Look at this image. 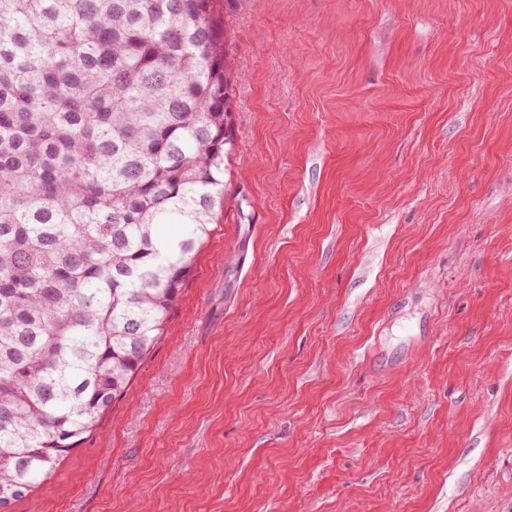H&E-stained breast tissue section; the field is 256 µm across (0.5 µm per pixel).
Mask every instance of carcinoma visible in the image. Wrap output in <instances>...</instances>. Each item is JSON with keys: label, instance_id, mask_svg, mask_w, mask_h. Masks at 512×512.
Returning a JSON list of instances; mask_svg holds the SVG:
<instances>
[{"label": "carcinoma", "instance_id": "obj_1", "mask_svg": "<svg viewBox=\"0 0 512 512\" xmlns=\"http://www.w3.org/2000/svg\"><path fill=\"white\" fill-rule=\"evenodd\" d=\"M212 0H0V512L127 392L234 150Z\"/></svg>", "mask_w": 512, "mask_h": 512}]
</instances>
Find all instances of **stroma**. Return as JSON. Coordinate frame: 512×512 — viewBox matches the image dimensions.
I'll return each mask as SVG.
<instances>
[{"label": "stroma", "instance_id": "1", "mask_svg": "<svg viewBox=\"0 0 512 512\" xmlns=\"http://www.w3.org/2000/svg\"><path fill=\"white\" fill-rule=\"evenodd\" d=\"M212 6L211 235L10 512H512V0Z\"/></svg>", "mask_w": 512, "mask_h": 512}]
</instances>
